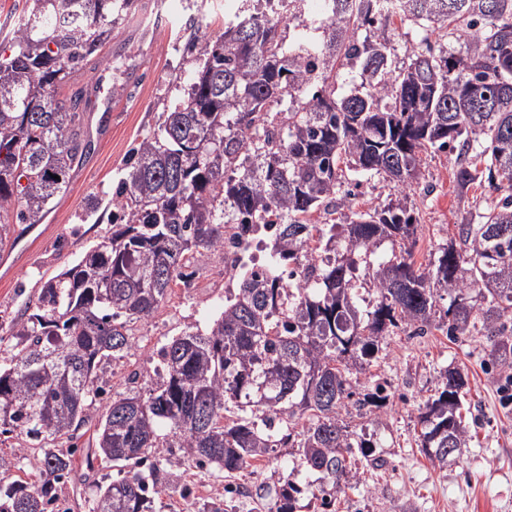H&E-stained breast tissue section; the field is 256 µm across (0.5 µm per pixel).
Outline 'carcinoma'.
Returning a JSON list of instances; mask_svg holds the SVG:
<instances>
[{
    "instance_id": "1",
    "label": "carcinoma",
    "mask_w": 512,
    "mask_h": 512,
    "mask_svg": "<svg viewBox=\"0 0 512 512\" xmlns=\"http://www.w3.org/2000/svg\"><path fill=\"white\" fill-rule=\"evenodd\" d=\"M239 19L184 48V97L134 148L112 193V236L48 279L34 310L10 324V364L0 368V426L40 450L36 485L13 478L0 456V512H48L56 486L76 469V432L106 393L103 359L131 347L130 324L165 301L182 268L224 249L233 224L274 227L266 275L237 274L233 296L204 333L185 331L160 348L158 382L144 396H117L94 424V460H151L89 483L90 512H149L169 466L216 464L232 474L300 438L303 463L341 489L351 448H371L340 418L349 401L374 414L389 394L379 384L356 397L353 370L390 332L479 335L487 358L512 385V0H405L408 23L460 32L450 51L425 37L393 65L392 21L350 0H326V16L292 35L283 18ZM136 0H32L0 48V219L38 224L90 141L83 90L61 97L70 73L98 53ZM361 83L336 96L341 78ZM280 110L271 112L272 106ZM455 151L464 190L487 177L506 196L458 240L416 265L414 210L382 204L322 228L314 213L351 207L348 169L408 187L420 155ZM59 179H54V176ZM399 251L373 259L384 241ZM377 299L360 310L361 290ZM450 297L435 320L439 292ZM420 407L422 447L441 465L467 447L460 414L467 380L456 367ZM168 433H161V429ZM71 445L56 448L60 440ZM301 489L288 476L276 512H293Z\"/></svg>"
}]
</instances>
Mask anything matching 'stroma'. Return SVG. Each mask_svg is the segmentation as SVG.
<instances>
[{
    "mask_svg": "<svg viewBox=\"0 0 512 512\" xmlns=\"http://www.w3.org/2000/svg\"><path fill=\"white\" fill-rule=\"evenodd\" d=\"M228 0H137L132 14L119 21L99 55L70 76L72 85L101 81L126 83L113 98L110 112H92L90 124L109 123L110 135L92 140L64 194L56 197L41 223L11 227L14 261L0 269V323L21 319L45 280L71 265L112 232L108 202L112 184L125 173L124 161L142 136L157 130L164 114L182 95L174 79L183 68V46L196 31L215 36L224 30ZM485 181L459 190L453 155L422 157L417 178L403 189L379 177L360 179L351 207L318 212L317 224H342L352 210L387 202L418 212L413 259L427 264L437 248L456 237L459 225L471 222L495 199ZM187 284L172 288L153 316L131 330V347L104 360L99 375L113 393H147L157 381V350L188 328L206 329L224 307V254L212 252L188 267ZM484 337L453 340L439 331L412 336L395 330L386 336L376 359L354 373L357 390L380 384L392 394L389 404L371 418L350 414L361 438L373 442L369 453L353 450L352 476L336 494V512H512V397L486 360ZM468 376L461 409L468 429L462 453L442 466L421 446L418 408L441 386L446 368ZM291 474L304 492L296 512H321L311 489L319 473L310 471L297 449L278 448L251 461L231 478L211 467L182 466L156 495L154 512H203L221 483L244 486L250 496L237 499L236 512H273L283 474Z\"/></svg>",
    "mask_w": 512,
    "mask_h": 512,
    "instance_id": "35a3bbf8",
    "label": "stroma"
}]
</instances>
